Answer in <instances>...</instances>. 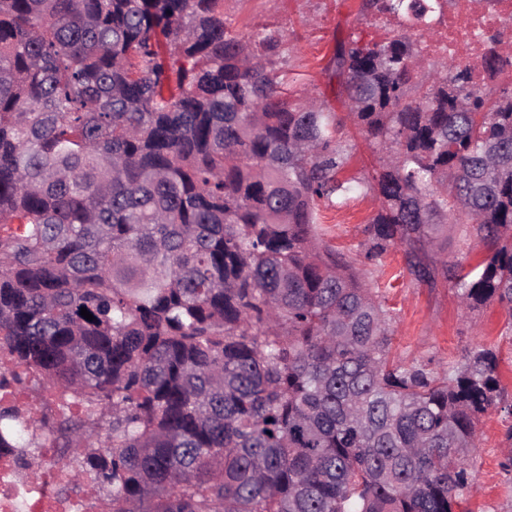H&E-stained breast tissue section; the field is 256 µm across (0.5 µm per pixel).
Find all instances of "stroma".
<instances>
[{
	"label": "stroma",
	"mask_w": 512,
	"mask_h": 512,
	"mask_svg": "<svg viewBox=\"0 0 512 512\" xmlns=\"http://www.w3.org/2000/svg\"><path fill=\"white\" fill-rule=\"evenodd\" d=\"M224 12L240 36L261 30L278 33L281 54L274 68L286 74L294 97L317 95L337 110L342 104L335 97V83L325 72L337 41L377 32L373 17L363 9V0H224ZM377 208L374 197L351 193L344 203L321 208L318 232L339 252L363 251L368 246L365 227ZM436 237L449 263L467 266L481 254V246L465 225H441ZM359 272L393 316L396 360L426 363L440 374L448 366L463 365L475 346L494 347L502 397L512 401V333L506 330L504 309L494 303L472 315H461L450 283L441 280L431 287L416 281L405 267L400 246L388 247L381 256L360 266ZM511 428L512 417L500 408H490L479 416L475 430L480 445L468 455L469 512H512V471L503 467L512 455V446L505 439Z\"/></svg>",
	"instance_id": "1"
}]
</instances>
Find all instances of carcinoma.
I'll list each match as a JSON object with an SVG mask.
<instances>
[{
    "mask_svg": "<svg viewBox=\"0 0 512 512\" xmlns=\"http://www.w3.org/2000/svg\"><path fill=\"white\" fill-rule=\"evenodd\" d=\"M486 42L480 87L463 55L423 81L418 41L338 42L340 117L291 99L276 36L243 39L224 0H0V352L22 368L0 385L65 400L1 407L0 452L48 440L107 512H456L497 353L392 359L389 311L316 224L375 195L366 259L403 246L512 330V89L489 86L512 58ZM349 122L368 177H345ZM447 223L487 249L467 272L429 256ZM349 136L352 143L356 144V148L347 175L356 177L370 175L376 165V155L373 145L355 128L350 129Z\"/></svg>",
    "mask_w": 512,
    "mask_h": 512,
    "instance_id": "carcinoma-1",
    "label": "carcinoma"
}]
</instances>
